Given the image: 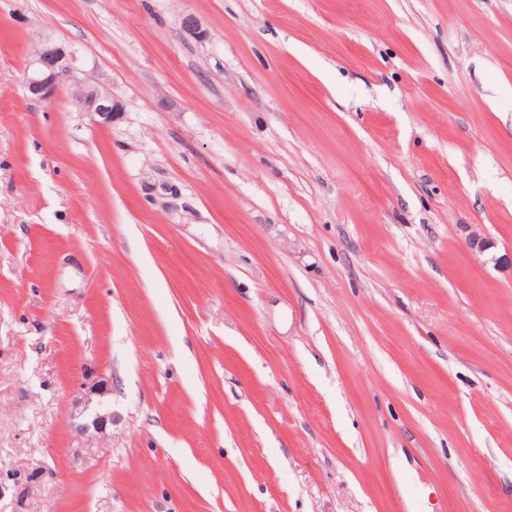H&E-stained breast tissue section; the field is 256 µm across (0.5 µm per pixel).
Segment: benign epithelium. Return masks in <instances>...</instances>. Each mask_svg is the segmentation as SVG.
I'll return each instance as SVG.
<instances>
[{
    "instance_id": "1",
    "label": "benign epithelium",
    "mask_w": 512,
    "mask_h": 512,
    "mask_svg": "<svg viewBox=\"0 0 512 512\" xmlns=\"http://www.w3.org/2000/svg\"><path fill=\"white\" fill-rule=\"evenodd\" d=\"M77 52L56 43H41L34 48L32 60L25 69V84L30 96L39 101L51 100L57 90L67 87L73 104L83 112L97 115L102 122H112V117L125 111L124 103L111 93L102 91L86 80L76 77ZM90 423L83 429L100 432L112 415L95 408Z\"/></svg>"
}]
</instances>
